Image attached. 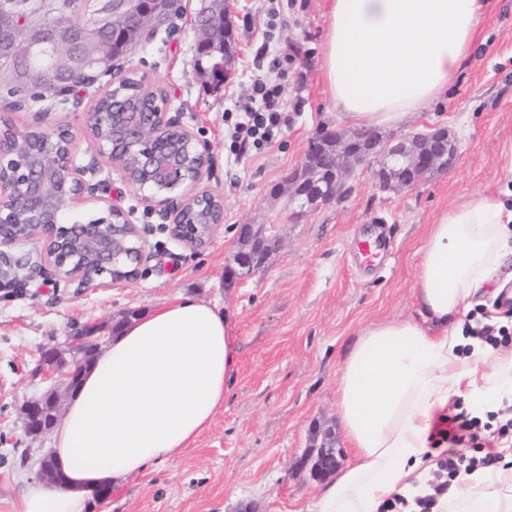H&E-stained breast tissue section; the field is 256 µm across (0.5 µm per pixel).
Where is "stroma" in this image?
Here are the masks:
<instances>
[{"instance_id": "1", "label": "stroma", "mask_w": 512, "mask_h": 512, "mask_svg": "<svg viewBox=\"0 0 512 512\" xmlns=\"http://www.w3.org/2000/svg\"><path fill=\"white\" fill-rule=\"evenodd\" d=\"M201 0H179L168 30L138 46L112 71L49 113L8 108L15 125L70 126L78 166L97 165L105 181L94 201L69 210L92 218L110 198L147 240L137 276L104 286L42 275L44 246L30 241L0 249V257L28 259L34 269L24 287L0 286V512H13L38 477L51 435L23 430L20 409L48 388L39 372V350L53 344L70 352L86 324L111 325L128 310H149L181 296L227 310L240 341L239 370L210 428L178 457L154 463L113 491L94 512H309L320 484L296 473L313 444L314 427L338 431L336 379L343 361L368 325L415 317L417 252L431 224L448 208L512 188L503 158L512 153V0H488L469 65L445 96L385 127L396 140L431 126L457 139L456 165L411 189L383 192L371 169L350 180L341 199L289 209L286 179L299 169L311 141L326 129L350 130L340 120L320 73L328 30V0H231L237 35L232 73L205 84L194 68V17ZM283 24H268L270 11ZM289 54L281 73L293 117L287 133L257 156L237 163L224 146V114L246 93L253 50L265 38ZM146 74L168 94L167 110L195 134L208 158L202 185L224 198V223L211 242L193 249L163 229L119 172L92 149L85 114L97 95L128 71ZM392 240L389 256L366 268L357 242L372 221ZM244 224L271 227L273 251L253 275L227 283L226 256Z\"/></svg>"}]
</instances>
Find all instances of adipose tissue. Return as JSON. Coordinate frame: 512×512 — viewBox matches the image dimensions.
Wrapping results in <instances>:
<instances>
[{
    "label": "adipose tissue",
    "instance_id": "1",
    "mask_svg": "<svg viewBox=\"0 0 512 512\" xmlns=\"http://www.w3.org/2000/svg\"><path fill=\"white\" fill-rule=\"evenodd\" d=\"M487 0H329L320 67L341 118L396 123L441 99L471 56ZM416 317L367 327L344 360L336 413L348 464L315 512H382L434 495L438 512H512V442L499 462L430 484L448 449V406L486 419L512 406V353L463 332L473 300L512 284V191L450 208L419 250ZM231 320L177 298L132 318L83 369L56 424L62 482L27 486L15 512H92L157 460L190 448L224 405L239 363Z\"/></svg>",
    "mask_w": 512,
    "mask_h": 512
}]
</instances>
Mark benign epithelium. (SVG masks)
Wrapping results in <instances>:
<instances>
[{"mask_svg":"<svg viewBox=\"0 0 512 512\" xmlns=\"http://www.w3.org/2000/svg\"><path fill=\"white\" fill-rule=\"evenodd\" d=\"M108 8L119 14L126 25L149 27L156 32L164 22L163 13L154 8L152 0H110ZM226 22L220 12L202 14L196 27L197 42L212 39ZM21 55L44 62L36 70L21 67L0 72L1 83L28 81L39 77L56 84L72 71L89 64L91 50L86 30L74 26L69 18L46 17L35 19L15 13L0 14V57ZM0 114V170L16 167L21 185L0 176V247L18 242L39 240L44 244L46 257L56 274L78 282L81 288L95 284L97 278L87 273L92 262L100 268L112 267L125 245L110 228L123 223L131 236L136 264L142 263L146 241L136 225L130 223L123 211L106 199L104 215L87 222L66 223L65 213L70 204L81 199L85 189L95 190L99 184H86V174L98 173L96 167L80 168L75 162V134L68 127L56 129L40 127L39 150L33 156L18 154L17 147L28 140L31 126L19 128L4 123ZM86 132L96 154L112 158L122 147L132 155L140 171L136 181L120 171L124 183L135 189L150 209L161 207L162 217L168 221L164 230L192 248L204 247L224 222L219 218L213 224L187 226L185 215L210 190L200 188L201 180H182L184 153L194 154L199 175H204L208 159L200 150L193 133L167 111L146 112L134 103L125 105L123 112H100L92 106L87 113ZM333 151L321 158H307L302 166L288 176V206L304 209L322 198H313L316 177L323 170L336 185V196L347 191V184L358 167L374 163L372 174L382 191L416 186L417 173L450 169L458 160V146L446 127L417 131L395 144H390L373 129H361L352 134L335 133ZM239 236L258 245L269 239L267 225L244 224ZM252 255L234 251L225 265L226 279H243L253 272ZM102 328L90 326L76 336L79 349L94 351L100 348ZM40 366L53 381L44 395L27 402L22 410L23 428L27 435L39 437L50 432L57 423L61 401L72 389L70 378L77 373L80 363H68L61 351L46 347L41 351Z\"/></svg>","mask_w":512,"mask_h":512,"instance_id":"benign-epithelium-1","label":"benign epithelium"}]
</instances>
